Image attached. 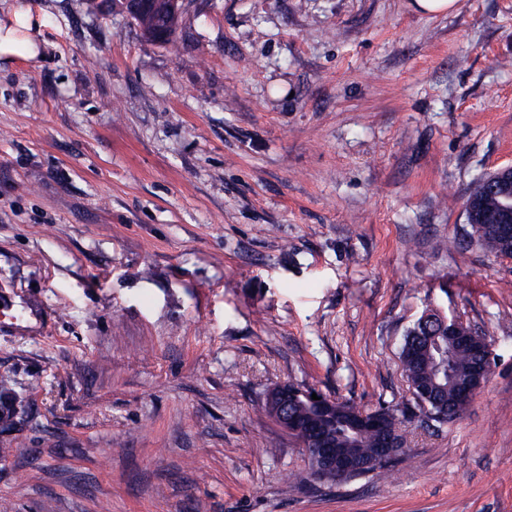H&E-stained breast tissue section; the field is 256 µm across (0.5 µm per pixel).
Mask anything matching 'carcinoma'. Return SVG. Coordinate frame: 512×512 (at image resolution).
Here are the masks:
<instances>
[{"label":"carcinoma","instance_id":"obj_1","mask_svg":"<svg viewBox=\"0 0 512 512\" xmlns=\"http://www.w3.org/2000/svg\"><path fill=\"white\" fill-rule=\"evenodd\" d=\"M122 7L143 35L164 44H175L181 25L182 7L173 5L172 0H122ZM479 207L487 209L494 202L485 190V178H480L468 194ZM469 229L461 238L451 241V246L459 249L476 247L497 255L504 252L500 239L493 226L468 223ZM453 319L432 308H425L422 314L406 330L400 353L402 373L408 386L421 379H427L440 388L436 403L429 409L447 415L446 423L462 417L465 410L457 401V391L468 386L473 378V359L468 347H458L448 341V325ZM9 380L0 377V431L12 428L15 424L14 408L3 401L8 393ZM298 396L291 402V408L299 416V432L295 438L305 443L306 437L316 436L337 448H352L363 457H370L376 451L379 431L361 428L353 432L350 423L357 415L366 412L349 401L336 402V415L326 413L315 415L314 404L306 397L307 390L294 387ZM405 406L380 405L372 413L390 418L395 426L409 419Z\"/></svg>","mask_w":512,"mask_h":512}]
</instances>
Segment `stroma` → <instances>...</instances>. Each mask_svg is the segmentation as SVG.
Returning a JSON list of instances; mask_svg holds the SVG:
<instances>
[{
    "mask_svg": "<svg viewBox=\"0 0 512 512\" xmlns=\"http://www.w3.org/2000/svg\"><path fill=\"white\" fill-rule=\"evenodd\" d=\"M0 512H512V259L450 245L512 165V0H0ZM495 362L394 475L300 489L281 383L410 400L425 306ZM172 0H124L122 7L143 35L164 44L175 45L181 25L182 4L174 6ZM146 6L147 11L140 14ZM40 26L39 19L29 10L19 7L8 20H0V60L34 61L41 53L32 32Z\"/></svg>",
    "mask_w": 512,
    "mask_h": 512,
    "instance_id": "35a3bbf8",
    "label": "stroma"
}]
</instances>
